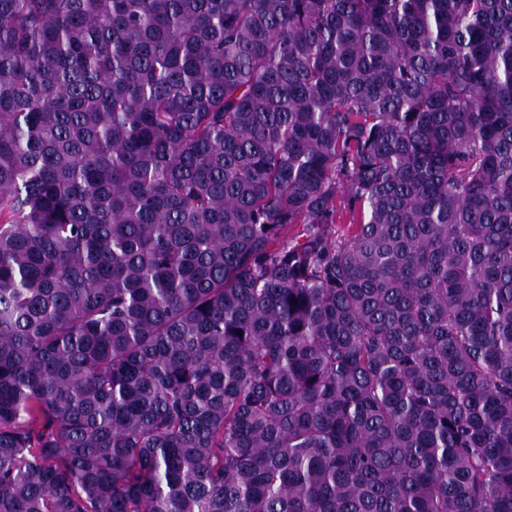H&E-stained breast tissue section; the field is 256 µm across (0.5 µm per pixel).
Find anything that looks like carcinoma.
Returning <instances> with one entry per match:
<instances>
[{
  "mask_svg": "<svg viewBox=\"0 0 512 512\" xmlns=\"http://www.w3.org/2000/svg\"><path fill=\"white\" fill-rule=\"evenodd\" d=\"M0 512H512V0H0Z\"/></svg>",
  "mask_w": 512,
  "mask_h": 512,
  "instance_id": "obj_1",
  "label": "carcinoma"
}]
</instances>
